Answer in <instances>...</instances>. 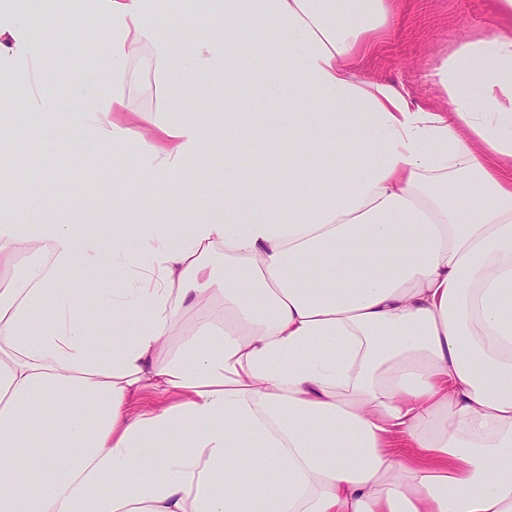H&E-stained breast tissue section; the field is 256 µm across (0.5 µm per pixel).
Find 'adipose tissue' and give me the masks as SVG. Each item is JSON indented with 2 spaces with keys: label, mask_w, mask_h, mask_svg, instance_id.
Wrapping results in <instances>:
<instances>
[{
  "label": "adipose tissue",
  "mask_w": 512,
  "mask_h": 512,
  "mask_svg": "<svg viewBox=\"0 0 512 512\" xmlns=\"http://www.w3.org/2000/svg\"><path fill=\"white\" fill-rule=\"evenodd\" d=\"M183 2L90 0L104 65L66 109L31 93L33 137L148 165L109 225L0 211V271L51 253L0 290V512H512V29L433 61L425 109L359 74L398 0ZM40 36L1 14L0 72ZM190 76L221 121L184 118ZM162 181L192 189L126 243ZM78 265L110 283L94 328ZM238 164L244 168L258 170L268 176L278 177L288 173V156L285 155L277 160L254 157L245 150L238 159Z\"/></svg>",
  "instance_id": "1"
}]
</instances>
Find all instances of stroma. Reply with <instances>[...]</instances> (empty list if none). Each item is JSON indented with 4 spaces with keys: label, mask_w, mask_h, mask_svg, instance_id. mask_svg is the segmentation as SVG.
<instances>
[{
    "label": "stroma",
    "mask_w": 512,
    "mask_h": 512,
    "mask_svg": "<svg viewBox=\"0 0 512 512\" xmlns=\"http://www.w3.org/2000/svg\"><path fill=\"white\" fill-rule=\"evenodd\" d=\"M494 0H400L388 22V34L363 63L360 73L368 80L394 84L422 107L444 97L443 90L428 76L431 60L448 56L468 37L491 32L500 24ZM67 48L42 38L33 60L37 82L46 91L60 95L61 106L67 77L86 73L98 64L97 53L87 50L84 32L64 31ZM191 93L184 99V115L206 120L224 111V87L193 76ZM140 151L132 146L123 155L100 158L79 146L60 144L55 151L42 152L20 169L9 170L10 194L5 207L32 224H76L93 219L102 224L112 221V187L126 177L129 162L138 160ZM54 202L53 209L30 205L33 196Z\"/></svg>",
    "instance_id": "1"
}]
</instances>
